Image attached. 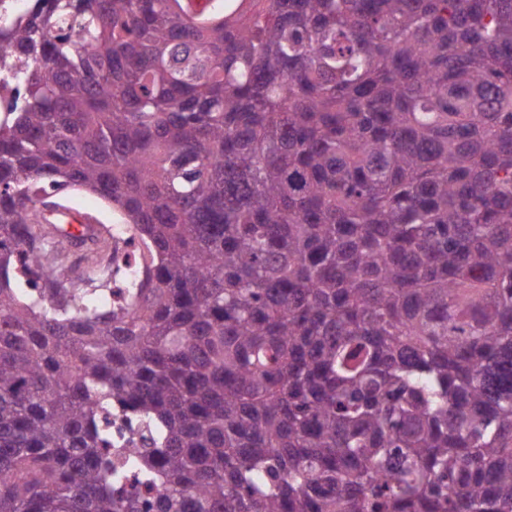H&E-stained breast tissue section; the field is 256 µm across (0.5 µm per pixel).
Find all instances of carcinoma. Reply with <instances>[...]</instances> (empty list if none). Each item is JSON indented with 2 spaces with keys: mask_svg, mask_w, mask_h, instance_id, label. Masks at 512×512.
Masks as SVG:
<instances>
[{
  "mask_svg": "<svg viewBox=\"0 0 512 512\" xmlns=\"http://www.w3.org/2000/svg\"><path fill=\"white\" fill-rule=\"evenodd\" d=\"M0 91V512H512V0H0ZM63 202L70 208L91 216L96 224L112 226V275L129 273L135 269L131 257L132 247L121 235L120 217L116 210L96 195L82 191H71L69 198Z\"/></svg>",
  "mask_w": 512,
  "mask_h": 512,
  "instance_id": "cac0c4a2",
  "label": "carcinoma"
}]
</instances>
